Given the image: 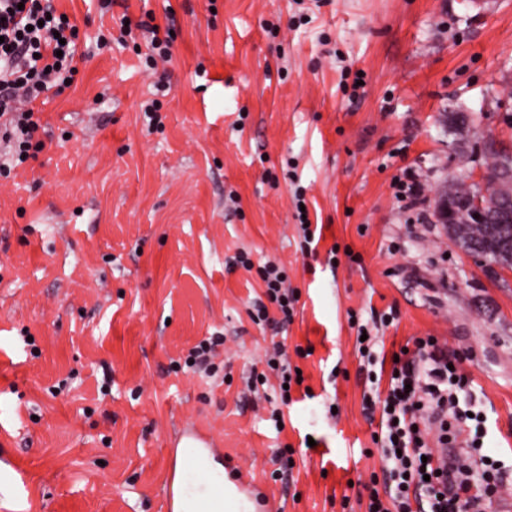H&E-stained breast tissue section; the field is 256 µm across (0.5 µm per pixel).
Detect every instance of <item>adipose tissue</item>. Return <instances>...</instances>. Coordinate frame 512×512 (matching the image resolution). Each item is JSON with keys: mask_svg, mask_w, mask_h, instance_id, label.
<instances>
[{"mask_svg": "<svg viewBox=\"0 0 512 512\" xmlns=\"http://www.w3.org/2000/svg\"><path fill=\"white\" fill-rule=\"evenodd\" d=\"M199 471L203 485L183 486L174 500V512H256L254 501L213 458H206Z\"/></svg>", "mask_w": 512, "mask_h": 512, "instance_id": "adipose-tissue-1", "label": "adipose tissue"}]
</instances>
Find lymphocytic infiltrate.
<instances>
[{
    "mask_svg": "<svg viewBox=\"0 0 512 512\" xmlns=\"http://www.w3.org/2000/svg\"><path fill=\"white\" fill-rule=\"evenodd\" d=\"M78 29L56 14L50 0H0V136L14 145L17 160L41 150L33 103L49 89L64 90L75 72ZM245 270H258L264 300L252 305L255 324L279 328L291 323L297 294L274 263L254 267L249 253L236 256ZM278 317H270V309ZM386 390L376 386L363 397L366 418H379L374 440L383 462V487L371 489L366 512H490L503 488L492 463L476 467L470 453L447 463L444 448L454 447L461 423L458 391L466 383L456 356L437 338L401 348Z\"/></svg>",
    "mask_w": 512,
    "mask_h": 512,
    "instance_id": "obj_1",
    "label": "lymphocytic infiltrate"
}]
</instances>
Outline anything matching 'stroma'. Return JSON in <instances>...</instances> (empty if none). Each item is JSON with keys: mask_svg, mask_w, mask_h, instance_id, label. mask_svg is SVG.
Masks as SVG:
<instances>
[{"mask_svg": "<svg viewBox=\"0 0 512 512\" xmlns=\"http://www.w3.org/2000/svg\"><path fill=\"white\" fill-rule=\"evenodd\" d=\"M52 3L78 71L34 104L43 150L18 163L0 140V512H170L189 425L260 512H365L382 461L357 326L390 311L386 351L454 352L479 415L463 436L512 473V275L434 212L488 139L512 144V0ZM149 20L175 24L163 86ZM269 261L298 297L277 331L249 317ZM216 334V377L186 368ZM276 340L304 378L279 431Z\"/></svg>", "mask_w": 512, "mask_h": 512, "instance_id": "35a3bbf8", "label": "stroma"}]
</instances>
